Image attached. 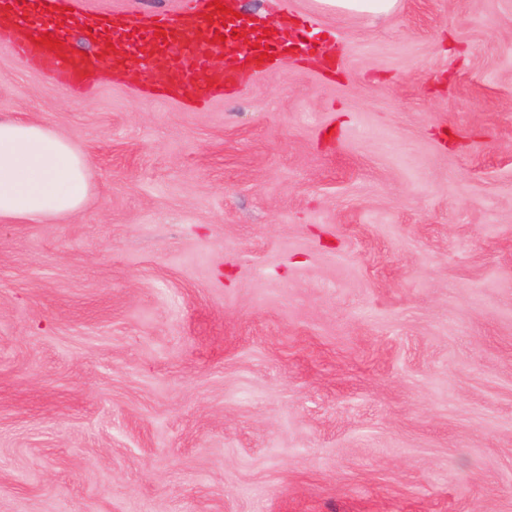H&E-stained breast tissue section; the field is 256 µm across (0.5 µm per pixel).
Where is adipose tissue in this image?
Returning a JSON list of instances; mask_svg holds the SVG:
<instances>
[{
    "label": "adipose tissue",
    "instance_id": "ef3b65f1",
    "mask_svg": "<svg viewBox=\"0 0 512 512\" xmlns=\"http://www.w3.org/2000/svg\"><path fill=\"white\" fill-rule=\"evenodd\" d=\"M91 161L45 124L0 118V223L48 224L79 212Z\"/></svg>",
    "mask_w": 512,
    "mask_h": 512
}]
</instances>
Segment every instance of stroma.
I'll return each instance as SVG.
<instances>
[{"label": "stroma", "instance_id": "obj_1", "mask_svg": "<svg viewBox=\"0 0 512 512\" xmlns=\"http://www.w3.org/2000/svg\"><path fill=\"white\" fill-rule=\"evenodd\" d=\"M238 2L323 55L197 109L0 48L93 164L0 224V512H512V0ZM336 15H354L371 20L390 17L398 8L399 0H320Z\"/></svg>", "mask_w": 512, "mask_h": 512}]
</instances>
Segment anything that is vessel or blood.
Here are the masks:
<instances>
[{
    "label": "vessel or blood",
    "mask_w": 512,
    "mask_h": 512,
    "mask_svg": "<svg viewBox=\"0 0 512 512\" xmlns=\"http://www.w3.org/2000/svg\"><path fill=\"white\" fill-rule=\"evenodd\" d=\"M65 5L66 0H0V47L38 61L45 74L82 93L89 92V76L103 57L118 67L142 58L143 89H151L161 74L167 98L188 93L193 103H206L241 89L263 71L268 60L261 51L276 44L264 19L255 18L250 25L256 48L223 56L222 42L211 35L223 31L224 15L212 0H186L180 13L139 17L92 16ZM46 32L51 40H43Z\"/></svg>",
    "instance_id": "vessel-or-blood-1"
}]
</instances>
